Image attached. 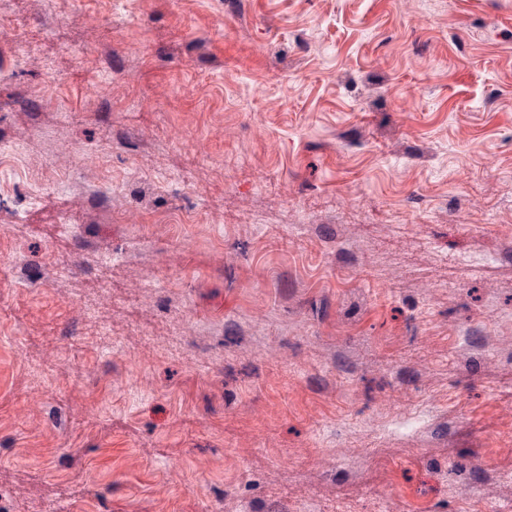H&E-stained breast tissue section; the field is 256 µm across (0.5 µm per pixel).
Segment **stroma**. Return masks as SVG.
Returning <instances> with one entry per match:
<instances>
[{"label": "stroma", "instance_id": "35a3bbf8", "mask_svg": "<svg viewBox=\"0 0 512 512\" xmlns=\"http://www.w3.org/2000/svg\"><path fill=\"white\" fill-rule=\"evenodd\" d=\"M0 151V512L512 508V0H0Z\"/></svg>", "mask_w": 512, "mask_h": 512}]
</instances>
